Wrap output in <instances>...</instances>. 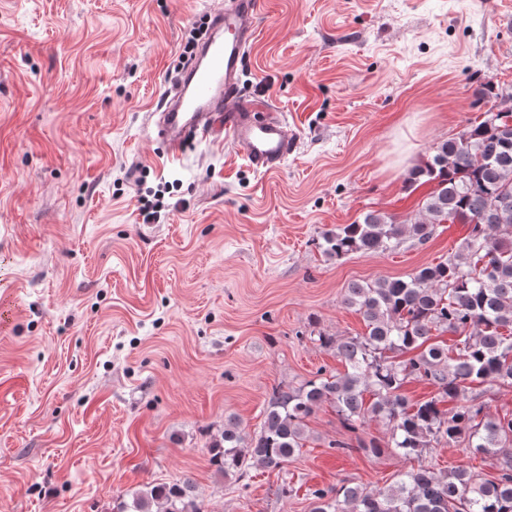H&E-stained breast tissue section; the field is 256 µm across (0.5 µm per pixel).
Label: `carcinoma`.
Segmentation results:
<instances>
[{"instance_id": "obj_1", "label": "carcinoma", "mask_w": 512, "mask_h": 512, "mask_svg": "<svg viewBox=\"0 0 512 512\" xmlns=\"http://www.w3.org/2000/svg\"><path fill=\"white\" fill-rule=\"evenodd\" d=\"M490 100L497 111L438 142L408 172L406 189L432 185L415 214L370 210L317 242L323 254L340 259L392 251L405 236L425 243L443 224H466L459 249L405 278L349 283L344 304L362 316L366 332L313 338L335 351L344 373L322 371L299 386L273 387L253 433L227 420L208 445L217 473L243 479L253 468L283 470L306 446V420L328 406L351 432L369 420L383 422V446L406 460L465 442L474 454L498 457L499 474L488 479L463 467L420 465L387 490L343 480L307 490L311 512H512V415L491 417L484 403L465 396L468 384L512 385V92L483 82L475 104ZM445 333L456 337L453 345L432 341ZM411 381L432 385L434 394L409 399L404 386ZM383 446L358 442L373 452ZM115 510L207 512L188 479L136 491Z\"/></svg>"}]
</instances>
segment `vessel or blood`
I'll return each instance as SVG.
<instances>
[{
    "mask_svg": "<svg viewBox=\"0 0 512 512\" xmlns=\"http://www.w3.org/2000/svg\"><path fill=\"white\" fill-rule=\"evenodd\" d=\"M260 10L261 0H226L223 11L210 15L205 38L166 91L154 121L168 154L180 155L195 141H219L253 171L273 174L294 152L285 116L248 102L240 87Z\"/></svg>",
    "mask_w": 512,
    "mask_h": 512,
    "instance_id": "1",
    "label": "vessel or blood"
}]
</instances>
